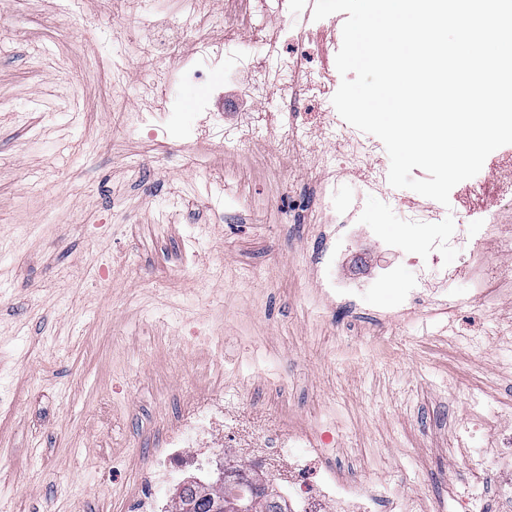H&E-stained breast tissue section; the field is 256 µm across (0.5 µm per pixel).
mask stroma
<instances>
[{
    "label": "stroma",
    "mask_w": 512,
    "mask_h": 512,
    "mask_svg": "<svg viewBox=\"0 0 512 512\" xmlns=\"http://www.w3.org/2000/svg\"><path fill=\"white\" fill-rule=\"evenodd\" d=\"M183 0H0V373L15 406L0 415L7 512H126L159 435L191 402L241 384L244 404L336 441L329 461L361 481L452 512L465 487L458 441L486 447L470 421L512 404V302L496 313L393 315L415 272L404 254L427 227L405 211L430 200L334 169L339 200L394 244L400 271L365 299L333 306L320 259L335 231L313 189L275 150L247 156L187 143L210 76L169 78L173 138L124 123L161 112L140 58ZM215 0L196 37L223 48ZM124 76L111 82L113 72ZM223 223H215V215ZM111 268L102 278V268ZM208 325L209 338L192 330Z\"/></svg>",
    "instance_id": "1"
}]
</instances>
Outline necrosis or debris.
<instances>
[{"label": "necrosis or debris", "instance_id": "necrosis-or-debris-1", "mask_svg": "<svg viewBox=\"0 0 512 512\" xmlns=\"http://www.w3.org/2000/svg\"><path fill=\"white\" fill-rule=\"evenodd\" d=\"M271 7L287 14L289 21L283 25L278 40L267 44L264 57L252 60L250 67L256 78L265 80V62L270 59L279 67V82L289 96L317 97L327 93L333 77L328 68L313 64L315 53L325 52L326 47L313 43L315 21L309 0H277L272 6L267 0H225L224 26L229 33L242 31L249 33L251 39H260L252 20ZM192 29L193 17L188 13L170 23L147 49L146 70L163 76L168 63L176 61V51ZM334 123L330 112L289 113L278 148L291 156L303 155L308 130L317 128L325 133ZM342 138L348 151L338 155V164L372 171L381 141L364 136L350 125L344 126ZM489 168L490 179L465 187L463 202L470 217L468 223H439V211L432 205L412 215V222L429 225L430 232L421 246L406 256L417 278L413 287L401 295L397 312L412 313L423 307L454 312L473 302L491 309L512 292V148L497 149ZM492 201L499 203V212L490 222H481L482 213ZM345 246V238H338L322 261L321 291L331 303L361 298L391 277L386 271L371 282L337 279V258ZM451 250L460 255L457 273L468 276L473 283L472 297L458 295L448 286L445 257ZM226 417L224 395L220 392L200 398L183 412L158 439L157 451L139 477V491L127 505L129 512H179L178 502L169 493L176 479L189 477L190 489L196 490L207 486L210 475L233 468L238 462L260 474L279 467L276 484L288 500V512H411L407 499L383 501L377 486L322 466L320 460L329 443L306 429L268 423L261 425L251 438L227 427ZM467 462L473 483L478 486L494 479L496 492L490 500L478 490L458 498V512H512V429L500 431L495 437L491 458L471 456Z\"/></svg>", "mask_w": 512, "mask_h": 512}]
</instances>
